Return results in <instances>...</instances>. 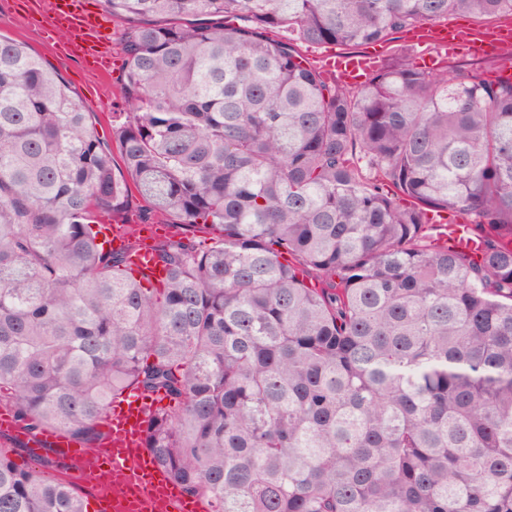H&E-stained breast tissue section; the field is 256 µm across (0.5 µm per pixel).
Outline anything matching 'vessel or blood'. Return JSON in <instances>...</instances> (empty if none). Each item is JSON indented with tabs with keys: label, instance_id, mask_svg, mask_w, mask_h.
Returning a JSON list of instances; mask_svg holds the SVG:
<instances>
[{
	"label": "vessel or blood",
	"instance_id": "vessel-or-blood-1",
	"mask_svg": "<svg viewBox=\"0 0 512 512\" xmlns=\"http://www.w3.org/2000/svg\"><path fill=\"white\" fill-rule=\"evenodd\" d=\"M29 24L51 28L66 35V41L99 62V75H110V47L102 34L95 14L87 9L85 0H28ZM415 42H440L448 50L466 46L505 41L512 38V27L493 26L485 29L462 27L442 33L425 27L412 34ZM373 57L337 55L332 66L347 77L368 72ZM155 238L141 237L138 249L130 256L133 270L141 280L158 284L164 272L153 261ZM161 396L143 399L128 395L114 401L102 418L104 437L93 449L79 448L73 442L46 434L33 441L31 456H40L43 444L56 447L58 453L72 464L78 479L94 488L98 512H206L197 499L185 497L179 486L143 449L142 422L149 412L164 406ZM93 465H86V458Z\"/></svg>",
	"mask_w": 512,
	"mask_h": 512
}]
</instances>
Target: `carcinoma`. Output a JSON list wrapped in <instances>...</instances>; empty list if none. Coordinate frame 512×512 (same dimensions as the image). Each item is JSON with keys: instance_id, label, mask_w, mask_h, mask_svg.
Listing matches in <instances>:
<instances>
[{"instance_id": "carcinoma-1", "label": "carcinoma", "mask_w": 512, "mask_h": 512, "mask_svg": "<svg viewBox=\"0 0 512 512\" xmlns=\"http://www.w3.org/2000/svg\"><path fill=\"white\" fill-rule=\"evenodd\" d=\"M101 2L135 21L113 146L0 38V405L95 448L163 395L144 450L207 512H512V81L298 49L512 0ZM156 216L218 230L158 288L95 231ZM49 467L1 443L0 512H86Z\"/></svg>"}]
</instances>
